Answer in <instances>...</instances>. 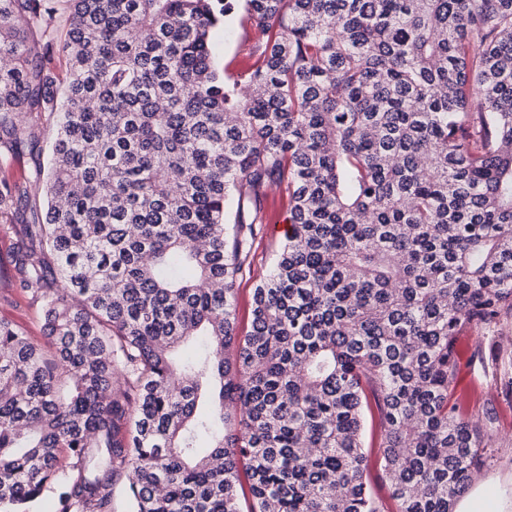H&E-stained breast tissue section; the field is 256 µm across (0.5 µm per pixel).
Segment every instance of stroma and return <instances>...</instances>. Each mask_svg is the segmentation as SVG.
Listing matches in <instances>:
<instances>
[{
    "instance_id": "obj_1",
    "label": "stroma",
    "mask_w": 512,
    "mask_h": 512,
    "mask_svg": "<svg viewBox=\"0 0 512 512\" xmlns=\"http://www.w3.org/2000/svg\"><path fill=\"white\" fill-rule=\"evenodd\" d=\"M230 9L221 25L213 31L212 57L219 73L238 71L249 62L247 49L252 36L240 19L243 0H230ZM51 129H44L37 146L22 143L12 150L0 152V181L25 183L37 165L49 157ZM264 208L269 215L262 235L254 241L251 250L253 277L238 279L235 284V307L240 328L249 324V309L255 276L269 269L271 251L282 239L276 227L283 223L286 211L278 195H270ZM19 226L0 223V319L20 327L35 342H43L44 330L35 308L24 292L13 285V260L20 244ZM457 351V392L464 408L477 411L493 405L496 412L493 437L498 444L495 459L472 484L473 489L497 486L505 501L512 502V397L499 391V373L502 354L512 353V319L494 331L473 327L461 332Z\"/></svg>"
}]
</instances>
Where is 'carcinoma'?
Returning <instances> with one entry per match:
<instances>
[{"instance_id": "1", "label": "carcinoma", "mask_w": 512, "mask_h": 512, "mask_svg": "<svg viewBox=\"0 0 512 512\" xmlns=\"http://www.w3.org/2000/svg\"><path fill=\"white\" fill-rule=\"evenodd\" d=\"M244 2L224 76L225 0H0V144L53 131L0 182L47 340L0 320V512H113L121 478L130 512H382L374 465L454 512L494 460L453 390L458 334L512 318V0ZM230 9L224 21L213 31L212 57L216 69L224 76L238 71L249 63L247 49L252 41V34L247 33L240 19L243 14V0H229ZM52 138L51 128L41 130L38 144L32 150L25 140L13 150L0 149V181L6 179L10 183H25L38 163H47ZM266 212L269 215V223L265 224L263 234L258 236L254 241L251 250V262L254 275L266 274L269 270L271 250L284 237L278 233L276 226L280 232H287L288 226L283 224L287 213L279 201V195L271 194L263 203ZM255 281L252 278L244 277L237 280L235 287V307L240 330L246 331L249 325V309L252 289Z\"/></svg>"}]
</instances>
